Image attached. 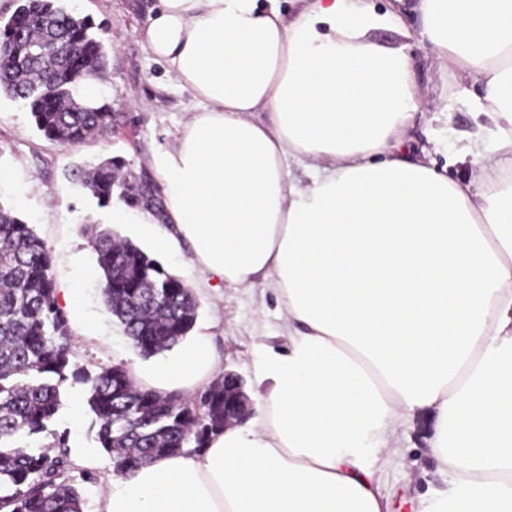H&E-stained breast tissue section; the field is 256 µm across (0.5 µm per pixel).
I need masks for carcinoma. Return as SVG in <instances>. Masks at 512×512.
Listing matches in <instances>:
<instances>
[{
    "instance_id": "obj_1",
    "label": "carcinoma",
    "mask_w": 512,
    "mask_h": 512,
    "mask_svg": "<svg viewBox=\"0 0 512 512\" xmlns=\"http://www.w3.org/2000/svg\"><path fill=\"white\" fill-rule=\"evenodd\" d=\"M91 29L61 0H19L0 17V93L21 101L47 139L70 146L112 129V113L85 108L73 95L106 63L105 45ZM123 167L111 158L76 176L101 207L116 199L161 216L157 184L147 175L131 181ZM89 233L103 303L133 347L148 357L187 336L197 315L191 289L112 230L93 225ZM51 268L46 243L0 205V512H83L65 437L39 447L17 442L57 419L70 379L89 385L96 442L119 475L190 443L199 452L224 429L222 374L187 402L134 387L122 365L95 375L76 366Z\"/></svg>"
}]
</instances>
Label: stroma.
I'll list each match as a JSON object with an SVG mask.
<instances>
[{
	"label": "stroma",
	"instance_id": "stroma-1",
	"mask_svg": "<svg viewBox=\"0 0 512 512\" xmlns=\"http://www.w3.org/2000/svg\"><path fill=\"white\" fill-rule=\"evenodd\" d=\"M154 0H64L65 6L88 18L107 50V65L99 80L101 102L112 112V130L92 135L69 146L46 139L35 127L21 101L0 94V169L9 172L0 183V205L31 224L52 253V275L57 288H81L84 309L70 317L74 361L96 374L102 369L132 367L141 356L107 311L98 290L95 256L85 226L112 227L121 237L140 243L133 224H112V211L99 207L73 176L76 167L107 158L125 163V172H147L145 159L159 145L172 140L186 121L193 104L188 93L176 87L161 64L139 42ZM418 21L405 18L404 28L393 26L375 32L386 47H403L416 60L414 84L420 97L447 101L456 136L476 132L487 118L472 97L449 92L442 75L430 67L427 50L416 39ZM162 265L194 292L198 302L192 335L207 336L216 356L217 372L241 377L246 393L258 395V365L266 348L284 349L277 305L269 289L215 287L192 265L187 252L159 257ZM67 403L47 432L35 436L39 446L66 437L71 475L84 499V512H101L116 474L109 455L95 442L96 428L85 397L87 387L66 382ZM431 431L418 419L402 435L401 449L382 450L372 466L390 512H420L434 491L441 488L437 462L427 447Z\"/></svg>",
	"mask_w": 512,
	"mask_h": 512
}]
</instances>
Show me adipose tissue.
<instances>
[{"instance_id":"obj_1","label":"adipose tissue","mask_w":512,"mask_h":512,"mask_svg":"<svg viewBox=\"0 0 512 512\" xmlns=\"http://www.w3.org/2000/svg\"><path fill=\"white\" fill-rule=\"evenodd\" d=\"M410 11L432 67L481 87L490 124L454 145L479 170L465 183L405 147L415 113L452 128L412 58L373 39L399 11L157 0L140 41L194 107L147 160L164 220L116 204L112 221L271 289L288 346L265 354L256 413L113 480L104 512H389L369 458L423 413L452 484L423 512H512V0ZM131 377L161 395L211 383L207 337Z\"/></svg>"}]
</instances>
